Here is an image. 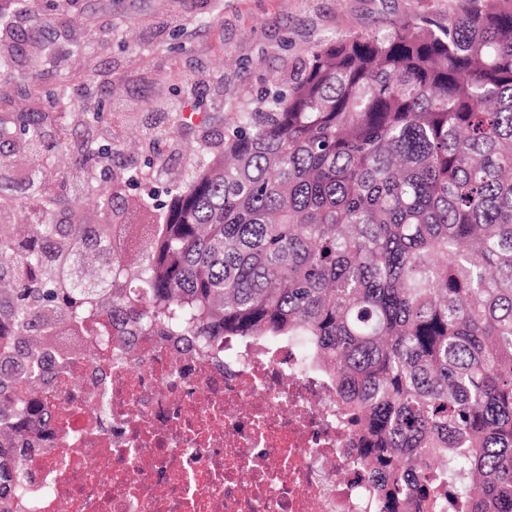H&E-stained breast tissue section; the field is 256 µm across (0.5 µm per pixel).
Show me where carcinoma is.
Listing matches in <instances>:
<instances>
[{
    "mask_svg": "<svg viewBox=\"0 0 512 512\" xmlns=\"http://www.w3.org/2000/svg\"><path fill=\"white\" fill-rule=\"evenodd\" d=\"M0 0V86L65 108L0 115V155L77 151L52 174L0 171V512L35 442L14 425L100 310L127 336L301 343L363 445L377 512H512V0H470L330 41L285 91L224 113L182 179L127 192L167 165L182 112H149L145 153L114 143L125 115L38 81L66 32L56 0ZM87 138L74 144L70 127ZM69 187L63 200L52 179ZM94 198L112 221L90 223ZM66 222L55 220L60 205ZM160 212L153 224L124 215Z\"/></svg>",
    "mask_w": 512,
    "mask_h": 512,
    "instance_id": "obj_1",
    "label": "carcinoma"
}]
</instances>
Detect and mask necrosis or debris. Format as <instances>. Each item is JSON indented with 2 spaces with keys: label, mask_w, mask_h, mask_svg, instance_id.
<instances>
[{
  "label": "necrosis or debris",
  "mask_w": 512,
  "mask_h": 512,
  "mask_svg": "<svg viewBox=\"0 0 512 512\" xmlns=\"http://www.w3.org/2000/svg\"><path fill=\"white\" fill-rule=\"evenodd\" d=\"M24 416L14 512H375L327 377L285 343L202 353L94 314Z\"/></svg>",
  "instance_id": "4bbe7bcc"
}]
</instances>
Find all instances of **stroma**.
I'll return each instance as SVG.
<instances>
[{
  "label": "stroma",
  "instance_id": "stroma-1",
  "mask_svg": "<svg viewBox=\"0 0 512 512\" xmlns=\"http://www.w3.org/2000/svg\"><path fill=\"white\" fill-rule=\"evenodd\" d=\"M467 0H59L62 22L91 41L70 40L63 69L70 90L92 94L86 66L112 74V109L127 113L116 130L125 156L143 142L140 113L195 112L208 117L254 106L264 90L286 86L321 45L353 33H382L407 17L440 23ZM180 28L170 51L156 27Z\"/></svg>",
  "mask_w": 512,
  "mask_h": 512
}]
</instances>
